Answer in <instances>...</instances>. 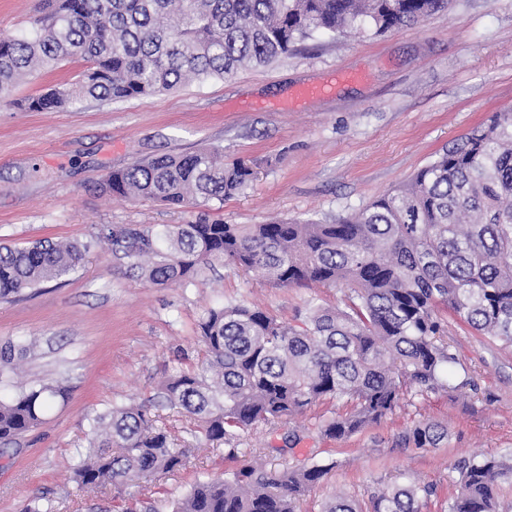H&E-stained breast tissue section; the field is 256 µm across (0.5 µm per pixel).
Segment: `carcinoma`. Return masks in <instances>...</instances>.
<instances>
[{
    "label": "carcinoma",
    "mask_w": 512,
    "mask_h": 512,
    "mask_svg": "<svg viewBox=\"0 0 512 512\" xmlns=\"http://www.w3.org/2000/svg\"><path fill=\"white\" fill-rule=\"evenodd\" d=\"M448 0H61L40 9L29 32L0 36V99L34 74L63 61L86 63L80 78L21 102L31 112L122 102L177 86L226 79L288 54L319 30L346 33L363 25L383 33L420 24ZM253 178L242 160L224 162V148L162 154L114 170L104 192L178 207L224 204ZM99 239L144 283L183 288L221 265L258 271L282 286L346 284L344 307L312 304L298 325L229 302L198 322L207 366L181 370L160 397L194 420L210 442L235 454L240 433L259 422L286 423L324 401L351 411L321 427L345 439L378 423L405 392L444 387L457 363L440 341L445 306L473 330L512 347V110L494 113L462 142L414 177L333 223L276 218L226 224L199 217L188 224L110 225ZM90 244H0V297L74 271ZM27 346L0 345V362L21 359ZM60 382L0 400V443L8 445L64 399ZM95 441L77 453L74 479L116 490L113 512H137L122 489L185 466L186 452L148 409L115 403L90 422ZM448 426L426 421L404 444L435 448ZM335 467L312 464L266 470L244 465L227 478L196 481L170 512H295L296 501ZM458 490L443 512H499L497 489L512 483V453L472 455L452 466ZM428 483L381 490L372 512H422ZM320 512H360L333 494Z\"/></svg>",
    "instance_id": "1"
}]
</instances>
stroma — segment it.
<instances>
[{"label": "stroma", "instance_id": "obj_1", "mask_svg": "<svg viewBox=\"0 0 512 512\" xmlns=\"http://www.w3.org/2000/svg\"><path fill=\"white\" fill-rule=\"evenodd\" d=\"M82 69L72 62L41 73L0 104V243L92 244L68 276L0 298V342L29 345L0 376V396L56 381L68 390L40 425L0 446V512H22L36 496L51 499L57 512H112V488H80L70 467L91 437L89 415L115 402L147 405L190 451L183 469L125 488L126 498L144 501L178 498L198 479L247 459L269 469L330 465L297 512H319L335 490L371 512L382 487L413 479L436 488L423 512H441L455 491L451 467L458 458L512 450V348L443 310L446 341L459 361L447 387L408 393L380 423L342 440L321 434L326 407L319 404L288 426L260 424L242 433L243 455L230 456L228 445L205 440L157 396L176 369H200L202 312L238 302L293 325L309 302L340 306L348 290L282 287L232 266L189 288H158L129 277L111 247L96 240L108 225L196 220L198 209L120 200L98 186L135 161L204 145L222 146L225 161L244 160L254 172L243 191L210 209L211 219L330 223L364 207L493 113L512 109V0H450L420 25L382 34L318 31L268 67L166 94L50 112L20 107ZM327 84L331 92L311 94ZM426 420L447 423V441L435 448L402 444V434ZM292 428L302 440L283 449Z\"/></svg>", "mask_w": 512, "mask_h": 512}]
</instances>
